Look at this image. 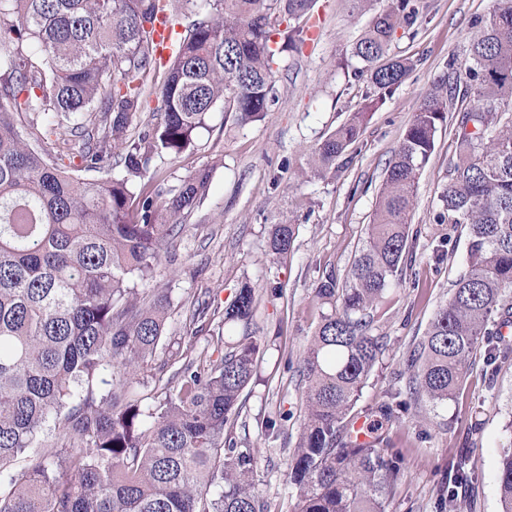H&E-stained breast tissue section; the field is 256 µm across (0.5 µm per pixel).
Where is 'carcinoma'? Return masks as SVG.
<instances>
[{
	"label": "carcinoma",
	"mask_w": 512,
	"mask_h": 512,
	"mask_svg": "<svg viewBox=\"0 0 512 512\" xmlns=\"http://www.w3.org/2000/svg\"><path fill=\"white\" fill-rule=\"evenodd\" d=\"M317 0H0V512H268L257 459L225 426L258 364L256 290L243 283L222 323L224 357L184 361L176 385L147 402L137 373L153 361L169 318L154 285L162 253L209 190L205 171L175 185L160 163L195 148L217 107L238 125L275 102L273 64L307 40ZM421 0H387L352 53L368 103L314 149L323 176L355 144L369 112L414 69L381 62L398 31L417 35ZM160 12L182 27L158 82ZM464 74L426 92L381 184L345 284L322 276L326 311L296 374L302 431L286 485L291 512H387L397 454L353 434V410L388 339L374 307L402 280L419 176L448 109L461 113L438 224L468 229L467 269L411 350L380 407L385 422L425 397L452 399L479 350L494 364L512 294V0L476 18ZM154 94L160 112L138 135L132 117ZM68 134L67 156L30 146L25 121ZM295 225L274 224L288 251ZM26 465L13 470L14 462ZM471 449L448 465L471 478ZM512 512V440L498 471Z\"/></svg>",
	"instance_id": "carcinoma-1"
}]
</instances>
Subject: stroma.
Returning <instances> with one entry per match:
<instances>
[{
  "label": "stroma",
  "mask_w": 512,
  "mask_h": 512,
  "mask_svg": "<svg viewBox=\"0 0 512 512\" xmlns=\"http://www.w3.org/2000/svg\"><path fill=\"white\" fill-rule=\"evenodd\" d=\"M417 35L400 34L389 57L416 66L392 97L370 115L359 141L337 162L335 173L311 177L307 161L322 137L364 103L367 85L355 80L361 61L351 49L369 23L352 13L349 0H319L316 36L301 52L279 56L276 102L262 120L240 126L222 110L211 115L209 133L197 147L166 162L169 184L209 170L208 194L184 219L157 268L158 287L168 289L170 318L158 360L218 359L224 328L198 329V301L224 311L243 282L257 290L255 326L265 343L258 374L241 397V409L224 429L239 445L253 448L257 478L269 512H290L285 480L288 460L303 420L302 391L288 369L299 361L320 322L313 290L323 269L345 277L365 238L385 169L423 94L448 66L468 59L470 27L494 0H424ZM456 116L439 128L436 148L417 184L412 225L420 235L400 285L389 286L379 331L389 347L362 390L355 417L376 420L379 406L404 360L453 282L467 266L464 228L434 221L456 146ZM296 226L288 252L273 253L270 227ZM448 247L443 260L434 251ZM280 283L272 294V283ZM281 419L272 436L266 419ZM386 441L400 458V476L388 512H439V487L460 449L472 451L473 484L460 489L459 512H500L497 474L501 453L512 441V358L488 364L476 354L459 393L441 404L411 402L399 420L384 425Z\"/></svg>",
  "instance_id": "stroma-1"
}]
</instances>
